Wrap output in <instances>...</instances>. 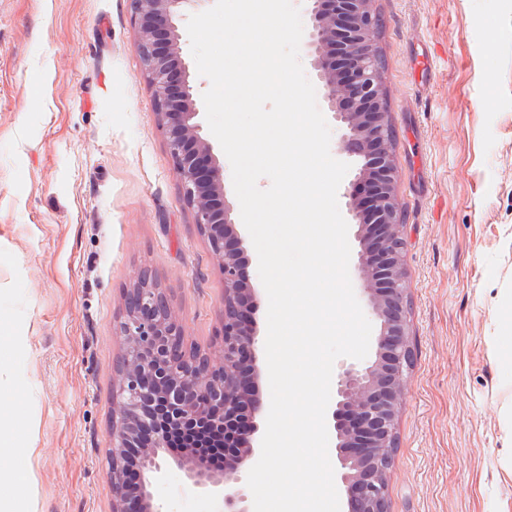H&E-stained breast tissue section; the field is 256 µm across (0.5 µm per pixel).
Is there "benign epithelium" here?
<instances>
[{
  "instance_id": "benign-epithelium-1",
  "label": "benign epithelium",
  "mask_w": 512,
  "mask_h": 512,
  "mask_svg": "<svg viewBox=\"0 0 512 512\" xmlns=\"http://www.w3.org/2000/svg\"><path fill=\"white\" fill-rule=\"evenodd\" d=\"M159 124L198 233L224 278L222 332L214 353L180 352L182 322L163 291L140 277L114 326L109 425L112 512H157L151 478L171 461L199 488L219 487L222 512H250L246 475L267 411L257 363L255 288L224 191V166L202 135L197 95L179 48L178 21L192 0H131ZM305 47L323 97L344 129L339 149L360 167L347 195L357 223L355 265L379 322L374 359L339 374L331 404L340 491L348 512H390L387 474L413 347L407 319L403 215L395 190L392 126L377 49L374 0H307ZM224 449L221 468L173 446V435Z\"/></svg>"
}]
</instances>
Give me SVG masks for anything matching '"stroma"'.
Here are the masks:
<instances>
[{
	"instance_id": "stroma-1",
	"label": "stroma",
	"mask_w": 512,
	"mask_h": 512,
	"mask_svg": "<svg viewBox=\"0 0 512 512\" xmlns=\"http://www.w3.org/2000/svg\"><path fill=\"white\" fill-rule=\"evenodd\" d=\"M413 364L391 512H512V0H375ZM130 0H0V512H112L113 332L150 274L210 352L224 280L135 50ZM157 512H219L175 465Z\"/></svg>"
}]
</instances>
